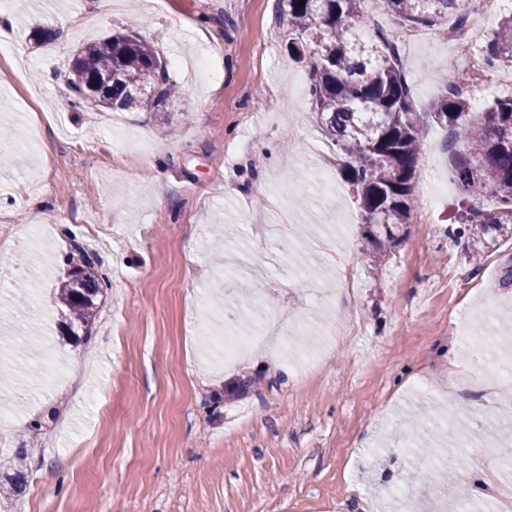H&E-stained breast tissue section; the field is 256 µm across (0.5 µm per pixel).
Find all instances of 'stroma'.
<instances>
[{"instance_id":"1","label":"stroma","mask_w":512,"mask_h":512,"mask_svg":"<svg viewBox=\"0 0 512 512\" xmlns=\"http://www.w3.org/2000/svg\"><path fill=\"white\" fill-rule=\"evenodd\" d=\"M147 19L163 54L208 49L166 111L71 105V60ZM276 0H12L0 10V473L32 512H393L392 485L444 512L458 482L417 484L399 425L445 400L485 428L512 391L467 383L475 337L512 341V240L480 263L449 237L464 193L446 128L422 125L411 219L369 258L346 161L308 115V69ZM416 109L468 72L443 26L403 44ZM110 286L87 342L58 323L72 241ZM272 334L235 363L213 343ZM484 430L431 434L478 476Z\"/></svg>"}]
</instances>
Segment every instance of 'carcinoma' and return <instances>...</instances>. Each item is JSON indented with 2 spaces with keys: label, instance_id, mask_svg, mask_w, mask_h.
Listing matches in <instances>:
<instances>
[{
  "label": "carcinoma",
  "instance_id": "cac0c4a2",
  "mask_svg": "<svg viewBox=\"0 0 512 512\" xmlns=\"http://www.w3.org/2000/svg\"><path fill=\"white\" fill-rule=\"evenodd\" d=\"M302 6H297V3ZM397 28L360 38L367 0H277L278 14L294 36L288 49L309 61L308 112L336 150L350 158L347 180L356 187L365 238L374 260L389 256L396 231L409 223V197L420 143L419 127L430 121L454 132L463 149L452 172L466 192L486 190L499 200L492 212L462 209L467 253L478 259L512 239V93L497 98L476 120L469 118L466 74L443 79L430 112L414 108L397 33L400 28L436 26L456 16L463 26L467 0H384ZM483 65L512 67V12L489 39ZM73 107L162 112L177 83L158 51L134 28L83 47L69 68ZM68 272L59 279L56 310L67 333L88 340L108 278L93 253L73 242Z\"/></svg>",
  "mask_w": 512,
  "mask_h": 512
}]
</instances>
